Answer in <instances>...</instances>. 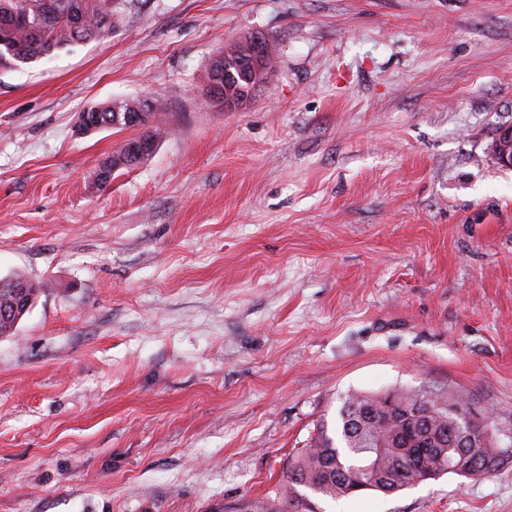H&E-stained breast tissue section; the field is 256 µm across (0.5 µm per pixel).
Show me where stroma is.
<instances>
[{"label":"stroma","instance_id":"1","mask_svg":"<svg viewBox=\"0 0 512 512\" xmlns=\"http://www.w3.org/2000/svg\"><path fill=\"white\" fill-rule=\"evenodd\" d=\"M266 80L206 99L226 46ZM164 100L135 137L88 108ZM512 0H132L110 34L0 70V512H288L345 396L444 392L512 445ZM313 512H512V460ZM252 36L225 48L223 53L227 61L224 62V67L221 69L213 70L214 60L211 62L209 81L212 79V75H218V78L214 79L217 83L212 82L207 87L208 96L211 99L216 101L226 99L238 103L244 98L247 99L252 90L266 79L275 48L272 43L260 35L258 36L262 37L260 38L262 42L257 45L255 38L259 37ZM245 70L251 77L249 81L242 77V71ZM220 84L224 86V94ZM150 100L152 102V112L149 111L147 105L148 102L142 104L135 111L126 112L129 106V103L133 106L134 104H140L141 100ZM166 109V104L163 100L158 98H135V99H126L122 101H113L107 104L92 106L88 109V112L95 115L96 124L98 127L97 130L102 129H112L121 128L122 126L125 129L135 128L138 129L145 124V119L147 118V114L145 112L151 113V120L148 123V134L147 137L153 141V147L150 152L146 154L140 161L131 164L128 167L123 168H133L137 166L142 160L151 155L156 146L159 138L162 134V128L160 125L161 112H164ZM88 112H81L76 119V128L79 132L83 133L87 128H93L95 125L89 118ZM124 112V113H123ZM115 113V114H114ZM114 114L113 124H112V115ZM113 126V127H112ZM7 279L10 285L14 284L15 288H0V308L18 303L22 297H32L33 301L35 300L39 288L29 279L24 270L14 271Z\"/></svg>","mask_w":512,"mask_h":512}]
</instances>
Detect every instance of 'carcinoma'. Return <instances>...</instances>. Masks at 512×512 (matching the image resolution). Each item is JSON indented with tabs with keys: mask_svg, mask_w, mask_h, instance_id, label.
<instances>
[{
	"mask_svg": "<svg viewBox=\"0 0 512 512\" xmlns=\"http://www.w3.org/2000/svg\"><path fill=\"white\" fill-rule=\"evenodd\" d=\"M122 0H0V69L15 70L37 62L58 50L80 42L103 37L112 31ZM274 46L267 39L255 43V38L238 41L224 50V67L209 70L216 82L224 86V99L235 103L250 96L252 90L266 79L273 59ZM152 102L151 120L147 137L158 142L162 134L161 112L166 104L158 98ZM141 99H126L92 106L88 112L95 115L98 129L112 128V115L125 112L131 104ZM8 280L12 288H0V307L19 302L24 297H36L39 288L23 270H16ZM382 404V396L351 394L344 398L338 411L335 434H330L323 423L310 441L298 449L288 465L286 488L288 504L299 502V488L330 498L356 494L352 481L357 478L366 484V490L389 494L384 479L394 475L400 489L410 487L409 480L429 474L457 473L461 462L460 449L451 440L457 418L444 410L431 417L435 431L447 432L449 440L437 444L432 454L425 456L423 471L406 477L398 473L397 455L389 449L394 436L400 431L397 424L379 430L369 422L365 430L375 433L381 448H367L348 426L358 418L361 409Z\"/></svg>",
	"mask_w": 512,
	"mask_h": 512,
	"instance_id": "cac0c4a2",
	"label": "carcinoma"
}]
</instances>
